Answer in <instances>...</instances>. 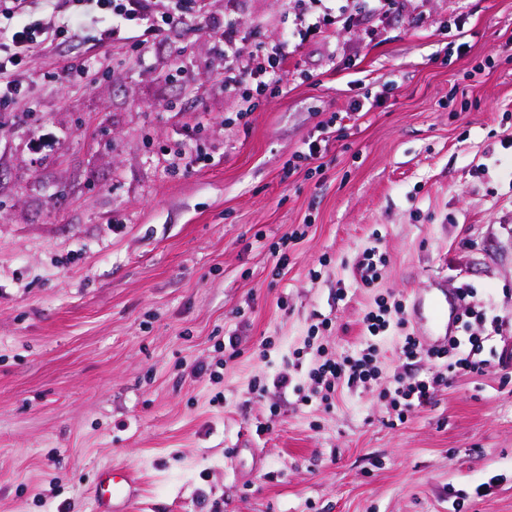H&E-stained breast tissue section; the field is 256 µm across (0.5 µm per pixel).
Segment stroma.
<instances>
[{
    "label": "stroma",
    "instance_id": "35a3bbf8",
    "mask_svg": "<svg viewBox=\"0 0 512 512\" xmlns=\"http://www.w3.org/2000/svg\"><path fill=\"white\" fill-rule=\"evenodd\" d=\"M204 4L245 53L296 24L287 0ZM341 7L350 31L297 42L287 86L243 118L186 25L143 54L126 28L29 58L35 109L0 119V512H96L106 467L140 482L127 512H512V361L449 377L395 426L386 377L436 371L395 331L383 379L332 409L250 392L322 320L319 343L356 353L385 293L468 284L512 350V0H319L307 20ZM70 62L80 78L45 81ZM370 246L386 264L362 288Z\"/></svg>",
    "mask_w": 512,
    "mask_h": 512
}]
</instances>
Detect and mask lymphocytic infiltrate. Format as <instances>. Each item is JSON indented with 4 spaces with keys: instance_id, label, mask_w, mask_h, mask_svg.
Masks as SVG:
<instances>
[{
    "instance_id": "f902f5d3",
    "label": "lymphocytic infiltrate",
    "mask_w": 512,
    "mask_h": 512,
    "mask_svg": "<svg viewBox=\"0 0 512 512\" xmlns=\"http://www.w3.org/2000/svg\"><path fill=\"white\" fill-rule=\"evenodd\" d=\"M197 2L170 0L167 11L154 13L138 6L137 0H0V112L15 111L19 101L25 99L26 64L30 55L66 44L73 33L88 26L93 29L91 41L102 46L112 44L115 34L132 23L159 35L173 24L201 19ZM208 33L224 46L220 82L226 90L239 94V114L247 116L253 110L254 98L264 93L267 76H283L292 36L282 34L244 54L232 31L212 25ZM406 315L403 299L393 295L381 299L362 319L366 342L358 356L336 358L323 351L308 366L301 357L287 359L274 377L256 378L253 393L261 395L271 387L285 390L294 386L296 373L302 368L308 380L304 402L316 401L333 407L344 391L359 389L380 378L374 339L391 330L402 334L400 354L403 358L439 363L437 373L427 380L393 375L382 396L397 420H405L412 408L430 403L438 388L447 385L449 376L482 374L489 368V360L482 357L485 337L453 336L441 347L428 348L407 332Z\"/></svg>"
}]
</instances>
